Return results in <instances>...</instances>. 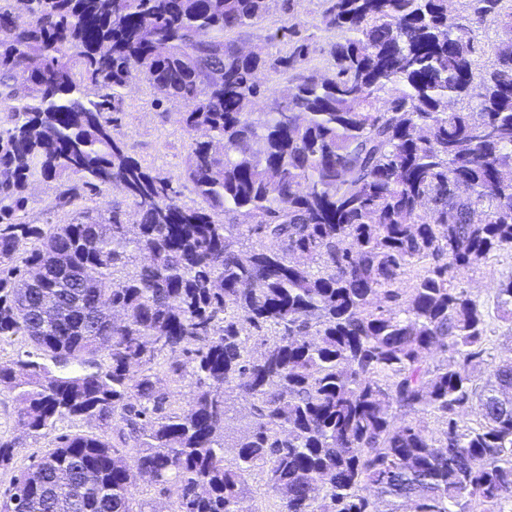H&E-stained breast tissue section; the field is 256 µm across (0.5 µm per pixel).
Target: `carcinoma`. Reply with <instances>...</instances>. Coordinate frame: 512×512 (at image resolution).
<instances>
[{
    "label": "carcinoma",
    "instance_id": "cac0c4a2",
    "mask_svg": "<svg viewBox=\"0 0 512 512\" xmlns=\"http://www.w3.org/2000/svg\"><path fill=\"white\" fill-rule=\"evenodd\" d=\"M18 2L0 0V342L30 351L0 389L30 437L95 431L28 456L0 512H159L136 500L145 479L166 512H254L255 472L277 512H508L512 357L478 367L492 321L512 338V274L491 305L463 286L512 251L505 0H470L503 17L478 79L448 0H324L328 74L295 24L285 57L224 39L274 0ZM278 67L289 85L263 86ZM140 78L183 105L196 206L112 117ZM37 169L59 207L119 185L136 220L17 221ZM22 447L0 434V469Z\"/></svg>",
    "mask_w": 512,
    "mask_h": 512
}]
</instances>
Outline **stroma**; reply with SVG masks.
<instances>
[{
    "label": "stroma",
    "mask_w": 512,
    "mask_h": 512,
    "mask_svg": "<svg viewBox=\"0 0 512 512\" xmlns=\"http://www.w3.org/2000/svg\"><path fill=\"white\" fill-rule=\"evenodd\" d=\"M323 5V0H274L269 14L245 35L244 42L265 56L286 54L288 41L276 37L275 32L280 27L298 23L302 36L308 37L312 44L313 66L327 71L328 51L336 34L325 30L321 23ZM449 8L461 22L471 26L479 65H490L501 27L500 17L490 15L482 21H474L469 0H451ZM179 110L177 104L158 101L153 88L141 78L123 95L116 116L131 153L143 166L172 179L179 203L195 206L199 199L192 186L179 178L189 142L179 122ZM57 187V182L34 176L28 189L29 202L25 211L20 212V220L30 224H67L85 212L93 215L117 208L129 216L135 213L131 199L121 190L112 188L86 192L76 206L63 210L56 204ZM511 273L512 251H502L487 266L467 273L464 285L475 297L485 300L491 297L496 280Z\"/></svg>",
    "instance_id": "obj_1"
}]
</instances>
